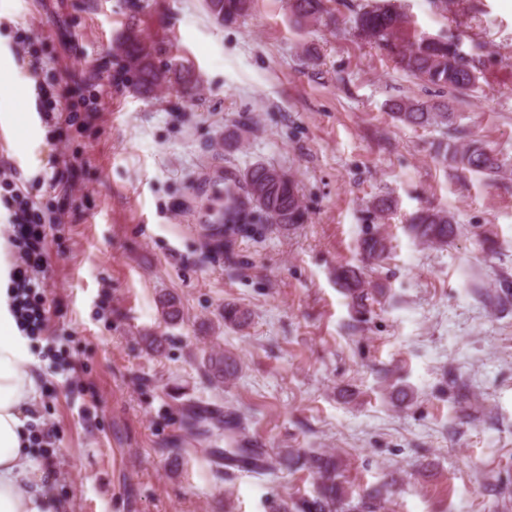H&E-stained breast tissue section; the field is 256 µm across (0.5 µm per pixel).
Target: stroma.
<instances>
[{
    "mask_svg": "<svg viewBox=\"0 0 512 512\" xmlns=\"http://www.w3.org/2000/svg\"><path fill=\"white\" fill-rule=\"evenodd\" d=\"M366 2L328 0L330 18L300 29L290 0H253L230 25L204 0H0V158L56 220L27 415L57 432L32 458L66 512H273L317 496L304 468L244 477L215 464L224 426L190 422L191 400L234 415L268 452L335 454L353 499L382 512H512V305L483 299L512 286V175L445 168L440 132L392 118L390 101L443 94L359 35ZM400 3L410 35L485 44L476 91L453 101L458 140L512 158V0ZM131 27L156 67L184 64L192 100L139 86L118 49ZM38 84L44 100L16 133L19 91ZM44 105L72 121L44 123ZM242 123L248 142L225 151ZM257 161L295 178L305 223L207 247L226 182ZM424 207L453 216L448 247L409 234ZM375 230L391 242L378 265L359 250ZM342 265L381 290L364 313L336 281ZM228 303L248 328L223 324ZM214 346L239 362L230 383L203 375Z\"/></svg>",
    "mask_w": 512,
    "mask_h": 512,
    "instance_id": "1",
    "label": "stroma"
}]
</instances>
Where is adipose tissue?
Here are the masks:
<instances>
[{
	"mask_svg": "<svg viewBox=\"0 0 512 512\" xmlns=\"http://www.w3.org/2000/svg\"><path fill=\"white\" fill-rule=\"evenodd\" d=\"M10 266L0 253V512H60L37 475L25 430V409L39 401L30 372L28 339L10 309Z\"/></svg>",
	"mask_w": 512,
	"mask_h": 512,
	"instance_id": "adipose-tissue-1",
	"label": "adipose tissue"
}]
</instances>
